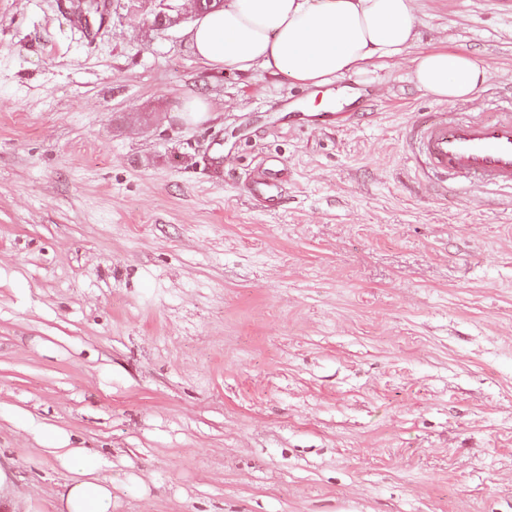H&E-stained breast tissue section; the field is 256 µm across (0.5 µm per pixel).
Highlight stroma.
Here are the masks:
<instances>
[{"label": "stroma", "mask_w": 512, "mask_h": 512, "mask_svg": "<svg viewBox=\"0 0 512 512\" xmlns=\"http://www.w3.org/2000/svg\"><path fill=\"white\" fill-rule=\"evenodd\" d=\"M0 0V460L22 408L112 462L114 512H512V190L427 188L415 54L512 105V0H415L412 52L322 87L195 56L193 18ZM204 95L205 113L183 111ZM370 103L344 130L326 97ZM283 155L277 207L248 171ZM312 120L325 129H345L350 127L357 115L355 112L336 110L331 107H324L320 112L311 116Z\"/></svg>", "instance_id": "35a3bbf8"}]
</instances>
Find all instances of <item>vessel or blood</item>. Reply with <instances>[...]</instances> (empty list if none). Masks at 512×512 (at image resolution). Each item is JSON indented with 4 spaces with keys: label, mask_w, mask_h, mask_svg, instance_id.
I'll return each instance as SVG.
<instances>
[{
    "label": "vessel or blood",
    "mask_w": 512,
    "mask_h": 512,
    "mask_svg": "<svg viewBox=\"0 0 512 512\" xmlns=\"http://www.w3.org/2000/svg\"><path fill=\"white\" fill-rule=\"evenodd\" d=\"M313 119L323 128L340 130L350 127L356 115L326 107ZM411 157L416 167L439 181L460 179L470 189L482 191L512 189V113L501 112L489 119L439 108L418 120ZM284 170L281 164L256 166L248 182L252 196L274 204L284 189Z\"/></svg>",
    "instance_id": "b4317fda"
}]
</instances>
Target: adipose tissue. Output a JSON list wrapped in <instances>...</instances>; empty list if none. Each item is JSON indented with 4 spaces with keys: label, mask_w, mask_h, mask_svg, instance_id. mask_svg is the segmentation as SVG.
Segmentation results:
<instances>
[{
    "label": "adipose tissue",
    "mask_w": 512,
    "mask_h": 512,
    "mask_svg": "<svg viewBox=\"0 0 512 512\" xmlns=\"http://www.w3.org/2000/svg\"><path fill=\"white\" fill-rule=\"evenodd\" d=\"M417 37L414 0H226L223 9L197 16L191 40L212 69H260L320 87L372 60L404 54ZM488 76L465 52L431 50L414 60L415 83L440 99H473ZM15 419L64 473L56 512H112L107 458L72 446L66 430L35 423L27 412Z\"/></svg>",
    "instance_id": "ef3b65f1"
}]
</instances>
